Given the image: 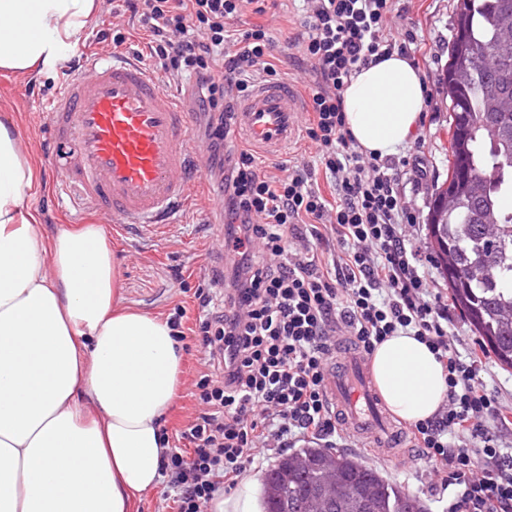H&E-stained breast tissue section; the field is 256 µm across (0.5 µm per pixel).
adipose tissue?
<instances>
[{"label":"adipose tissue","instance_id":"1","mask_svg":"<svg viewBox=\"0 0 512 512\" xmlns=\"http://www.w3.org/2000/svg\"><path fill=\"white\" fill-rule=\"evenodd\" d=\"M96 16L95 0H0V71L40 72ZM420 71L400 53L353 74L347 128L364 152L415 138ZM40 175L14 125L0 121V512H135L170 451L161 418L178 397L182 354L168 320L121 308L120 276L101 225L46 234L26 209ZM375 383L407 422L433 417L447 387L417 337L371 356ZM211 512H265L242 475Z\"/></svg>","mask_w":512,"mask_h":512}]
</instances>
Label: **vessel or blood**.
I'll return each instance as SVG.
<instances>
[{
    "label": "vessel or blood",
    "instance_id": "1",
    "mask_svg": "<svg viewBox=\"0 0 512 512\" xmlns=\"http://www.w3.org/2000/svg\"><path fill=\"white\" fill-rule=\"evenodd\" d=\"M301 97L288 82L259 83L238 104L236 144L268 160L300 137ZM57 147L58 194L81 193L80 207L114 229L156 236L190 208L204 173V151L179 96L142 60L123 52L93 57L73 70L45 112ZM341 427L373 453L370 468L408 459L402 427L386 417L369 357L349 350L327 368Z\"/></svg>",
    "mask_w": 512,
    "mask_h": 512
}]
</instances>
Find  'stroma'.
Listing matches in <instances>:
<instances>
[{
  "instance_id": "35a3bbf8",
  "label": "stroma",
  "mask_w": 512,
  "mask_h": 512,
  "mask_svg": "<svg viewBox=\"0 0 512 512\" xmlns=\"http://www.w3.org/2000/svg\"><path fill=\"white\" fill-rule=\"evenodd\" d=\"M455 3L456 0H399L398 13L392 14L388 21L399 36L410 34L422 43L425 56L420 59L418 69L433 89L432 103L422 110L419 135L424 148L420 166L399 168L396 175L399 192L421 218L420 223L407 225L406 233L417 240L427 255L432 249L422 218L428 212L432 188L448 177V100L440 88L439 76L448 61ZM302 5V0H282L280 6L269 9L259 18L280 40V68L287 81L301 89L311 80L294 45L295 38L303 31ZM111 8L112 0H97L95 22L79 34L73 55L61 60L59 65L26 76L0 73V117L11 116L21 138L35 149L36 162L42 172L41 185L30 192L27 199L48 233L69 225L72 220L66 201L55 192L56 173L49 161L50 136L42 114L64 82L63 71L78 67L82 57L94 53L107 56L119 49L146 56L151 53L145 27L138 18L128 14L120 19L124 42L116 45L108 39L113 22ZM221 197L218 184L206 177L200 185L197 210L186 212L180 223L169 225L157 238L146 241L132 232L112 233L124 308L166 318L180 305L186 311L182 327L194 326L200 313L194 293L197 289L212 287L213 271L224 266L219 251V235L224 229ZM180 344L184 353L180 392L162 423L174 448L186 447L181 433L188 421L202 410L191 394L199 367L200 347L190 335L181 339ZM383 472L397 486L419 496L428 512H449L447 492L441 488L439 479L430 475L428 464L420 456L385 466Z\"/></svg>"
}]
</instances>
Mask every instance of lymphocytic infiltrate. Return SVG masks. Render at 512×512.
I'll list each match as a JSON object with an SVG mask.
<instances>
[{
  "label": "lymphocytic infiltrate",
  "instance_id": "1",
  "mask_svg": "<svg viewBox=\"0 0 512 512\" xmlns=\"http://www.w3.org/2000/svg\"><path fill=\"white\" fill-rule=\"evenodd\" d=\"M150 32L151 68L189 77L208 118L207 169L224 192L226 263L220 293L197 290L193 333L204 356L195 383L204 412L182 432L161 475L176 512H207L223 485L263 463L261 448L314 439L336 447L343 433L326 390L335 338L366 353L399 332L417 336L441 363L447 398L411 428L422 454L456 497L453 512H512V448L493 429L501 405L483 361L459 350L448 305L420 247L405 232L418 218L396 188L408 157L362 151L346 127L343 91L384 55H411L387 27L396 0H306L297 48L311 64L306 136L318 168L259 170L247 149L226 153L234 108L255 79H278L276 41L263 24L232 32L227 21L264 15L269 0H122ZM333 188L327 199L316 184ZM334 241L320 259L313 241Z\"/></svg>",
  "mask_w": 512,
  "mask_h": 512
}]
</instances>
